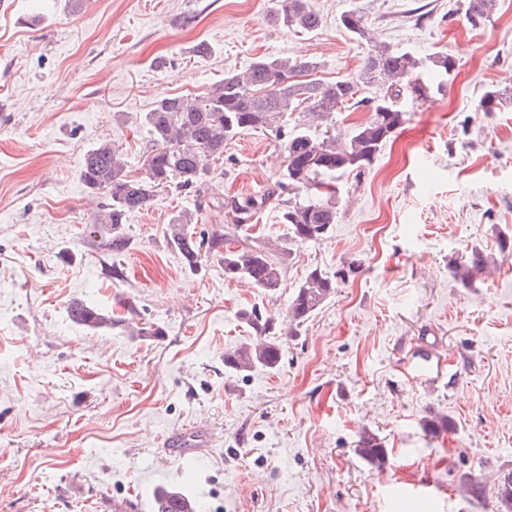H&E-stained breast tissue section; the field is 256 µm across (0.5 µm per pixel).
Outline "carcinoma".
<instances>
[{
    "mask_svg": "<svg viewBox=\"0 0 512 512\" xmlns=\"http://www.w3.org/2000/svg\"><path fill=\"white\" fill-rule=\"evenodd\" d=\"M497 2L466 0L465 16L470 26L475 30L484 27ZM279 16L284 26L300 32L311 33L320 23L310 0H284ZM340 23L356 38L370 41L365 16L359 10L345 11ZM455 67V60L447 53L421 57L411 51L375 44L368 51L360 74L354 78L324 82L314 77L319 65L313 61L258 57L243 71L225 73L224 79L203 96L163 99L145 115L153 146L144 160V176L130 177L125 162L107 142L84 154L80 180L89 192L105 193L92 228L111 231L112 249L123 250L127 244L123 232L127 216L151 206L162 187L174 184L187 189L196 185L207 162L224 155V140L256 129L279 132L288 113L298 109L315 119L328 120L334 113L362 103L358 99L361 85L372 84L378 88V95L370 99V118L353 129L348 141L341 142L327 131L317 136L307 127L295 129L288 137L286 171L279 186L302 192L306 198L290 200L280 211L279 221L288 229L277 245L280 258H272L260 246L238 245L222 232L215 231L198 241L188 231L187 225L192 223L188 215H176L170 222L168 244L181 254L190 270L200 266L205 247L224 266L225 278L273 293L280 288L283 262L290 257L293 246L325 237L336 223V186L331 178L359 172L369 165L403 124L404 111L398 104L402 94L419 92L421 83L430 90H441L443 79L451 76ZM300 73L308 74V78L296 80ZM503 106V95L490 88L477 103L475 113L489 117ZM269 198L267 193L232 202L235 223L250 222L265 208ZM493 262L492 255L473 248L455 261L452 272L466 287ZM335 290L336 277L314 268L291 298L282 323L265 319L256 311L243 313L257 335V343L243 344L224 354V367L240 373L258 367H278L283 353L281 336L299 332ZM68 315L74 323L92 330L121 322L120 317L79 300L69 304ZM357 452L377 469L387 463V449L371 431L360 434ZM498 490L505 512H512V473L503 474ZM152 507L153 512H199L196 500L177 486L159 489L153 496Z\"/></svg>",
    "mask_w": 512,
    "mask_h": 512,
    "instance_id": "obj_1",
    "label": "carcinoma"
}]
</instances>
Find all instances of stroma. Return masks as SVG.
Segmentation results:
<instances>
[{
	"label": "stroma",
	"mask_w": 512,
	"mask_h": 512,
	"mask_svg": "<svg viewBox=\"0 0 512 512\" xmlns=\"http://www.w3.org/2000/svg\"><path fill=\"white\" fill-rule=\"evenodd\" d=\"M316 31L277 20L278 0H6L0 9V512H152L156 489L183 487L204 512H498L512 470V258L463 286L451 266L512 237V103L473 109L490 87L512 95V0L471 29L464 0H311ZM365 14L374 36L420 56L452 55L441 92L406 97L403 125L361 173L336 182L326 238L294 246L273 293L226 280L216 260L189 271L167 241L173 216L196 237L221 228L265 245L282 237L275 195L286 135L224 143L196 187L158 190L128 215L127 246L90 233L98 197L79 179L84 153L118 146L144 173L146 112L202 95L261 56L318 62L320 79L355 77L367 47L340 24ZM212 48L196 57L199 42ZM270 194L251 223L231 200ZM356 270L300 332L276 369L229 372L224 354L255 340L240 317L284 318L315 268ZM123 324L73 323L70 302ZM152 339L137 337L145 324ZM447 360L425 382L416 346ZM447 417L438 437L426 418ZM212 448L188 472L162 438L186 425ZM388 461L356 453L362 430Z\"/></svg>",
	"instance_id": "35a3bbf8"
}]
</instances>
